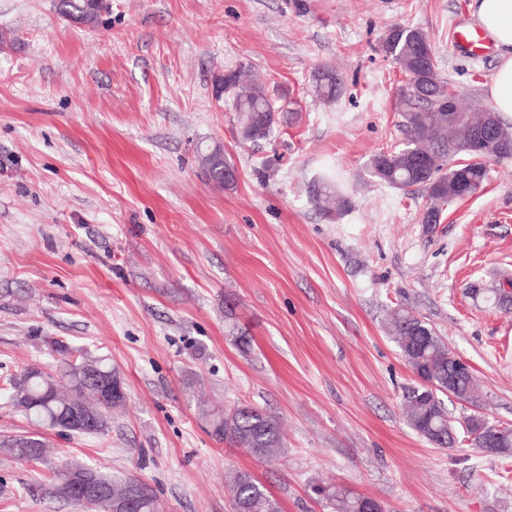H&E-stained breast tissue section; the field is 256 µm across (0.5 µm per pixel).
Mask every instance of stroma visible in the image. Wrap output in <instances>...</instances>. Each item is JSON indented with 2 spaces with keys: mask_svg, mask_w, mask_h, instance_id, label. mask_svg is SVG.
Returning <instances> with one entry per match:
<instances>
[{
  "mask_svg": "<svg viewBox=\"0 0 512 512\" xmlns=\"http://www.w3.org/2000/svg\"><path fill=\"white\" fill-rule=\"evenodd\" d=\"M57 0H0V381L53 371L49 341L111 359L126 403L101 435L36 430L0 400V440L40 432L39 462L0 451V512H83L45 496L52 468L91 465L153 487L159 512H232L231 469L283 512H325L332 482L385 512H512V458L440 448L413 431L415 378L389 332L412 310L473 369L490 422L512 426V158L425 224L424 193L370 176L402 146L406 76L382 45L432 39L463 106L491 108L493 54L454 49L468 0H107L95 27ZM334 67L333 102L311 75ZM245 67L278 107L272 138L243 141L225 71ZM221 146L236 182H209ZM335 166L343 198L310 187ZM277 417L271 463L218 443L198 410ZM313 197L315 201L327 212L333 213L339 206V197L333 177L324 171L314 179Z\"/></svg>",
  "mask_w": 512,
  "mask_h": 512,
  "instance_id": "35a3bbf8",
  "label": "stroma"
}]
</instances>
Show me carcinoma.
<instances>
[{"mask_svg": "<svg viewBox=\"0 0 512 512\" xmlns=\"http://www.w3.org/2000/svg\"><path fill=\"white\" fill-rule=\"evenodd\" d=\"M57 8L66 17H77L90 26L98 23L101 14L96 0H58ZM383 49L400 65L406 75L398 102L406 138L397 150L380 151L370 160L369 172L379 181L399 190L416 187L429 200L422 223L438 224L442 207L448 200V164L456 163L459 181L468 186V194L479 190L488 175L486 163L460 164L472 134L473 124L483 115L477 108L463 109L457 95L440 77L434 44L428 34L418 28L399 26L386 38ZM226 88L231 90L233 108L239 114L241 138L246 142L268 139L273 131L277 109L270 94L263 86L246 79L243 69L227 71ZM315 92L327 101L341 93L343 83L336 70L327 65L313 73ZM453 101L454 111L464 114L469 122L453 124L448 121L445 103ZM313 197L327 212L339 206V197L331 174L327 171L314 179ZM390 332L402 356L417 380L403 395L402 409L408 425L418 435L440 448H450L466 439L482 452L496 457L512 456V428L497 427L496 443L485 441L486 418L479 411H472L455 420L448 415L441 395L452 390V398L473 405L483 399L471 366L460 365L459 359L448 350L443 339L433 328L410 309L400 306L390 314ZM462 369H457V366ZM113 372L112 362L82 353L64 355L51 373L29 368L7 382L3 397L11 400L18 384L26 385L29 405L24 417L37 427L59 432L65 431L66 415L71 407L80 406L84 411L100 417L97 433L110 428L112 410L119 408L125 396L118 395L112 402L104 403L98 395L94 376ZM212 435L220 442L236 448L251 449L256 459L270 461L282 446L283 436L277 418L251 406L236 408L235 433L224 435V411L205 409ZM29 437L0 441V449L26 461H39L45 452V442L36 440L37 447L30 448ZM87 466H63L52 471L45 492L65 499L63 488L72 477ZM98 481L112 488L119 497H138L134 512H156V495L137 496L142 482L134 478L108 476L95 471ZM231 494L233 512H282L280 502L271 492L247 471H232L225 475ZM314 493L328 504L332 512H369L375 508L384 512L383 505L372 497L360 495L349 489L319 485Z\"/></svg>", "mask_w": 512, "mask_h": 512, "instance_id": "1", "label": "carcinoma"}]
</instances>
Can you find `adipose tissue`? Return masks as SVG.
Wrapping results in <instances>:
<instances>
[{
  "label": "adipose tissue",
  "instance_id": "adipose-tissue-1",
  "mask_svg": "<svg viewBox=\"0 0 512 512\" xmlns=\"http://www.w3.org/2000/svg\"><path fill=\"white\" fill-rule=\"evenodd\" d=\"M468 12L496 51L489 84L493 108L512 117V0H470Z\"/></svg>",
  "mask_w": 512,
  "mask_h": 512
}]
</instances>
